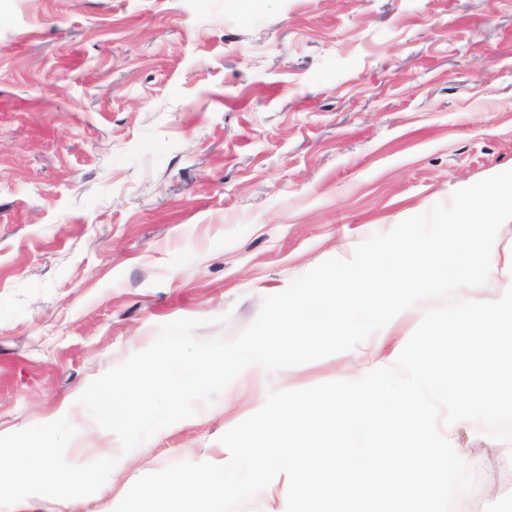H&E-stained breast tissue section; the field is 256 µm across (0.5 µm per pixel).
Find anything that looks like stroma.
Masks as SVG:
<instances>
[{
  "label": "stroma",
  "instance_id": "stroma-1",
  "mask_svg": "<svg viewBox=\"0 0 512 512\" xmlns=\"http://www.w3.org/2000/svg\"><path fill=\"white\" fill-rule=\"evenodd\" d=\"M512 168V0H0V448L84 474L13 477L0 512H113L143 475L223 463L271 391L334 354L238 378L130 452L78 398L200 320L231 338L265 297ZM494 492L512 496L501 442ZM56 444L55 434L52 430H47L40 446L31 450L33 463L24 466L21 475L45 488H55L60 485L79 487L83 483V476L80 473L64 472L52 465L53 448H56Z\"/></svg>",
  "mask_w": 512,
  "mask_h": 512
}]
</instances>
